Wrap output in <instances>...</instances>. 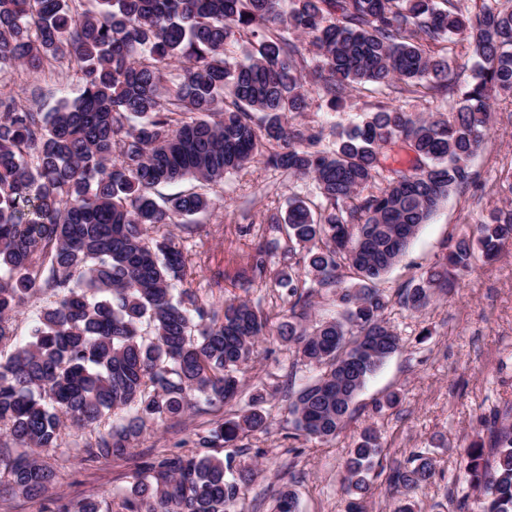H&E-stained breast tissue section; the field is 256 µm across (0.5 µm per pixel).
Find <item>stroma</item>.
<instances>
[{"label": "stroma", "instance_id": "1", "mask_svg": "<svg viewBox=\"0 0 512 512\" xmlns=\"http://www.w3.org/2000/svg\"><path fill=\"white\" fill-rule=\"evenodd\" d=\"M0 92L26 106L48 110L62 98L76 97L79 86L67 73L50 75L23 70L0 74ZM308 107L298 121L344 129L380 101L415 115L449 112L455 99L401 94L346 92L330 110L318 85L307 87ZM488 141L472 159L473 183L452 193L423 224L399 262L377 283L391 297L385 312L401 348L370 378L359 393L353 413L336 438L320 441L301 435L288 421V393L315 379L320 370L298 356L294 345L275 337L261 340L236 399L224 405H200L198 411L153 425L126 459L89 460L84 443L89 431L68 427L60 447L40 458L57 474L55 495L78 501L109 497L129 485L138 458L176 450L193 430L235 417L246 408L255 389L266 388L263 408L271 425L238 441L235 465L253 470L243 484L239 512H272L273 493L281 487L298 495V512H348L343 490L345 461L365 428H373L385 448L369 475L370 488L360 499L361 512H393L399 496L390 488L396 463L426 452L435 462L430 482L412 494L419 512H477V492L467 467L466 448L488 443L489 426L512 407V244L494 260H477L459 273L453 288L424 311L395 303L398 288L443 263L456 238L482 215L501 204L499 185L512 173V98L496 95ZM197 191L211 199L209 209L171 227L194 265L189 282L204 302L246 300L264 310H279L281 289L270 284L219 280L220 272L243 267L269 216L285 212L290 197L313 198L311 181L296 180L255 160L228 174L222 183L186 180L164 191ZM398 392L396 406L383 404Z\"/></svg>", "mask_w": 512, "mask_h": 512}]
</instances>
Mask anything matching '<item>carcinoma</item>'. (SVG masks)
Masks as SVG:
<instances>
[{
  "label": "carcinoma",
  "instance_id": "carcinoma-1",
  "mask_svg": "<svg viewBox=\"0 0 512 512\" xmlns=\"http://www.w3.org/2000/svg\"><path fill=\"white\" fill-rule=\"evenodd\" d=\"M309 38L297 59L289 33ZM478 58L476 82L448 113L427 117L384 104L333 147L320 125L293 122L308 107L307 67L336 108L349 90L453 91L451 37ZM244 48L241 62L228 47ZM61 58L81 87L49 112L0 95V343L13 315L38 301L30 335L0 355V453L9 489L43 499L41 512H111L95 498L48 495L54 469L36 451L60 447L71 422L94 428L119 420L86 444L91 459H122L151 424L199 402L235 398L256 342L276 335L304 362L323 368L289 395L295 429L332 439L366 382L400 348L374 284L404 254L449 195L474 181L469 161L486 143L491 92L512 95V6L481 0H0V73L40 71ZM407 150L412 165L388 164ZM261 157L266 166L316 184L319 203L288 200L236 276L285 289L288 320L247 302L209 307L185 287L192 275L171 224L206 210L207 197L159 188L193 179L219 183ZM464 234L446 263L399 289L421 312L477 257L494 259L512 242V210L493 208ZM281 269L275 270V263ZM358 282L346 284L341 270ZM335 290L340 316L301 324L321 290ZM207 431L183 450L140 463L112 495L118 512H236L240 483L232 457L207 452L265 432L260 405ZM492 455L475 445L468 466L483 488L481 512H512V424L490 428ZM383 446L364 429L346 462L345 491L356 495ZM434 475L416 454L397 464L390 486L405 490L394 512H416L408 497ZM274 512H294L296 495L275 492Z\"/></svg>",
  "mask_w": 512,
  "mask_h": 512
}]
</instances>
